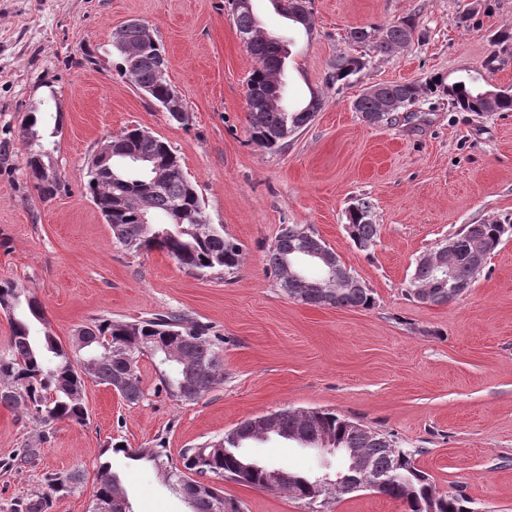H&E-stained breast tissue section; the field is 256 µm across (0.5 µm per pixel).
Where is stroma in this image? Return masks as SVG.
I'll list each match as a JSON object with an SVG mask.
<instances>
[{
    "label": "stroma",
    "instance_id": "stroma-1",
    "mask_svg": "<svg viewBox=\"0 0 512 512\" xmlns=\"http://www.w3.org/2000/svg\"><path fill=\"white\" fill-rule=\"evenodd\" d=\"M305 31L272 0H253L264 29L291 51L289 108L318 96L322 107L278 151L249 134L246 81L254 60L229 0H0V280L42 302L62 344L102 318L174 313L224 341V383L196 401L170 398L150 357L140 360L145 398L127 404L87 381V420H60L49 438L39 423L0 406V512H89L96 462L108 443L163 444L182 452L223 438L240 422L282 409H326L390 435L414 451L440 493L463 490L473 512H512V237L488 256L476 281L445 305L408 293L420 256L464 225L512 220V112H463L428 97L369 125L353 109L377 84L422 82L471 70L512 88V0H311ZM416 17L413 41L389 53L362 52L354 27ZM148 25L167 57L171 85L186 104L178 123L118 70L111 34L130 20ZM364 67L329 83L337 55ZM51 151L64 186L45 198L26 176L24 121ZM139 126L167 141L195 186L208 221L245 251L234 274L196 277L166 254L136 255L113 238L85 189L87 163L107 136ZM373 204L378 240L357 248L347 232L356 199ZM285 224L312 228L370 289L363 308L290 299L265 261ZM38 456L15 465L22 448ZM247 454L268 467L324 471L332 457L271 437ZM112 465L134 512H187L156 471ZM82 475L70 490L55 477ZM241 512H310L306 501L223 480ZM323 512H405L371 490L326 498Z\"/></svg>",
    "mask_w": 512,
    "mask_h": 512
}]
</instances>
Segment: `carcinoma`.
I'll return each instance as SVG.
<instances>
[{
    "instance_id": "1",
    "label": "carcinoma",
    "mask_w": 512,
    "mask_h": 512,
    "mask_svg": "<svg viewBox=\"0 0 512 512\" xmlns=\"http://www.w3.org/2000/svg\"><path fill=\"white\" fill-rule=\"evenodd\" d=\"M289 20L312 30V21L298 17L299 0H272ZM232 17L237 33L247 38L246 48L255 61V67L246 82V96L252 98L255 111L248 113L250 138L268 150L280 149L288 136L312 122L316 113L308 107L290 111L284 107L282 82L278 81V106L263 102L272 79L280 78L281 69L289 52L283 42L271 38L252 37L257 25L254 10L240 9L237 0H231ZM417 28L416 18L406 16L383 26L354 27L349 39L355 44L369 46L379 52H389L412 42ZM141 23H130L123 28V44H138L141 53L129 56L115 45L120 72L133 79L136 88L158 105H164L173 91L168 82L156 77L157 67L166 62L158 41L142 42ZM364 65L359 57L340 55L332 64L330 79L345 81ZM461 89H456V86ZM386 93L411 106L422 96H445L454 107L466 112H511L512 90L487 89L480 78L469 73L452 80L442 74L431 76L423 83L388 84ZM134 154L144 159H165L163 179L155 183L151 171L144 167L133 170L124 165V156ZM47 152L37 142H30L25 153L27 176L46 197L54 196L63 187L61 178L47 179L43 174ZM86 190L93 203L112 230L117 243L135 254L159 251L190 273L238 269L244 261L242 245L234 238L224 236V230L212 224H187L178 233L172 218L181 211L186 215L205 216L202 201L191 181L183 173L180 159L172 147L143 130H127L111 140V157L97 167H87ZM372 206L361 199L349 209L346 231L353 244L365 250L374 245L378 225L371 219ZM148 211L163 222L141 223ZM469 228L462 227L453 239L457 244L454 259L455 278L469 286L480 270L472 266L469 257ZM306 228L286 224L269 248L265 261L276 275L281 288L289 297L313 306L335 308H367L373 302L370 289L360 280L339 291L324 287V276L307 279H288L284 275V261L293 257L292 249H300L306 237ZM486 254L493 253L506 235H512V222L482 225ZM429 288L424 303L442 305L453 300L448 295V284L437 280L434 272L422 265L415 266L408 292L416 287ZM0 310L8 315L11 336L8 349L0 353V405L13 409L21 407L38 423L48 426L58 420L82 424L87 412L83 403L85 381L112 386L115 379H124L119 395L134 404L142 399L144 391L139 376L140 359L148 355L157 360L160 383L167 394L178 401H195L224 382V358L220 355L218 338L209 335L208 328L188 321L181 315L159 314L149 319L112 321L102 319L75 331L85 338L82 358L94 361V370L87 372L71 356V351L46 327L41 303L31 292L9 280L0 281ZM43 325V335L34 336V325ZM276 428L261 431L246 419L215 443L188 448L182 455L184 469L169 463L161 448H125L113 444L101 451L96 469L95 497L105 499L121 496V507L112 512H132V506L122 486L120 476L112 469V455L123 456L135 464L149 465L163 477L171 489L192 499L190 512H213L216 503L223 512H240L239 505L224 497L214 485L191 479L186 471L212 475L256 489L282 490L301 499L310 500L314 476L289 468L283 469V478L269 486L271 475L264 466L249 459L241 449L253 441L269 435L293 440L292 433L303 427L313 434L301 437V448H317L318 436L326 435L330 446L337 449L336 461L343 467L348 462L350 449L360 451L378 470H391L395 479L382 494L403 502L406 512H425L422 505L435 502L436 512H471L468 499L460 492L437 493L428 475L416 468L413 454L397 447L389 436L374 433L372 440L362 437L353 421L325 409L281 410Z\"/></svg>"
}]
</instances>
